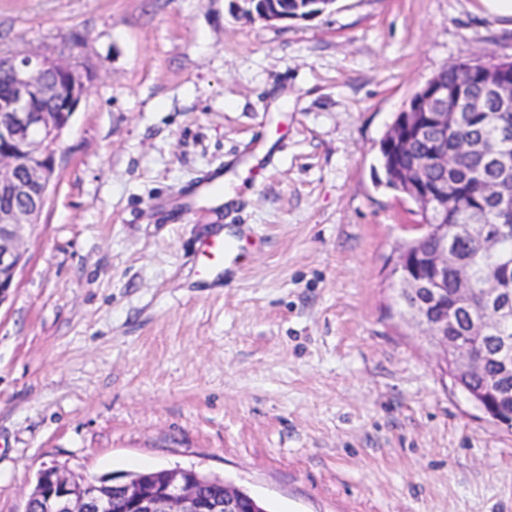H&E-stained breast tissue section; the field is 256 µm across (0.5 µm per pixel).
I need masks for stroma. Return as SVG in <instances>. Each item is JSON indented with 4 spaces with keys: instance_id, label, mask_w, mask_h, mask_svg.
Masks as SVG:
<instances>
[{
    "instance_id": "1",
    "label": "stroma",
    "mask_w": 512,
    "mask_h": 512,
    "mask_svg": "<svg viewBox=\"0 0 512 512\" xmlns=\"http://www.w3.org/2000/svg\"><path fill=\"white\" fill-rule=\"evenodd\" d=\"M472 4L0 0V55L96 73L0 306V512L52 463L194 469L268 512H512V430L404 317L422 216L379 152L442 67L512 59ZM279 0H231V8L236 14H241L249 18H257L268 24L274 22L287 21L288 19L304 20L314 16H318L327 11L326 6L331 8L335 4V0H310L317 4L325 3L322 8L301 17L291 16L288 9L292 10L294 1H288V7L278 5ZM328 8V9H329ZM232 252L230 241L221 237L204 240L199 245V254L206 260V272L224 263V259Z\"/></svg>"
}]
</instances>
